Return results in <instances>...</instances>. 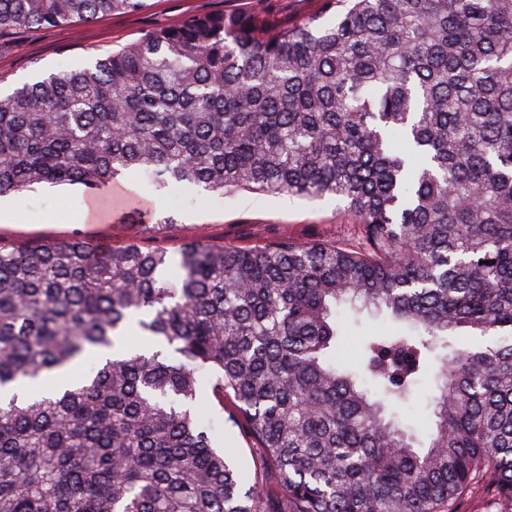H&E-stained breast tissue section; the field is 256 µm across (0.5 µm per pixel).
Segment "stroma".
I'll use <instances>...</instances> for the list:
<instances>
[{
  "mask_svg": "<svg viewBox=\"0 0 512 512\" xmlns=\"http://www.w3.org/2000/svg\"><path fill=\"white\" fill-rule=\"evenodd\" d=\"M251 0H150L140 12L102 15L77 26H34L0 37V88L10 89L43 71L78 67L132 45L149 33L178 26L190 15L247 10ZM148 215L128 213L122 223L91 222L82 186H44L0 198V239L14 243L53 242L82 237L122 246L130 242L176 252L187 239L221 246L264 245L282 236L302 242L356 248L359 230L347 200L327 195L295 197L240 192L220 197L172 188L144 197ZM210 417L218 444L231 448L247 477L257 474L259 453L246 429L228 420L217 400Z\"/></svg>",
  "mask_w": 512,
  "mask_h": 512,
  "instance_id": "stroma-1",
  "label": "stroma"
}]
</instances>
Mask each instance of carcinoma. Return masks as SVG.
Returning a JSON list of instances; mask_svg holds the SVG:
<instances>
[{
  "mask_svg": "<svg viewBox=\"0 0 512 512\" xmlns=\"http://www.w3.org/2000/svg\"><path fill=\"white\" fill-rule=\"evenodd\" d=\"M269 0L0 94V195L144 175L347 199L363 246L0 239V512L512 506V0ZM146 0H0V36ZM351 305L397 324L338 362ZM135 324L149 341L33 389ZM433 375L427 449L395 426ZM249 428L277 490L203 420ZM273 16L278 21L296 23L305 20L320 8V0H274ZM499 503L483 493L466 495L459 505V512H498Z\"/></svg>",
  "mask_w": 512,
  "mask_h": 512,
  "instance_id": "cac0c4a2",
  "label": "carcinoma"
}]
</instances>
